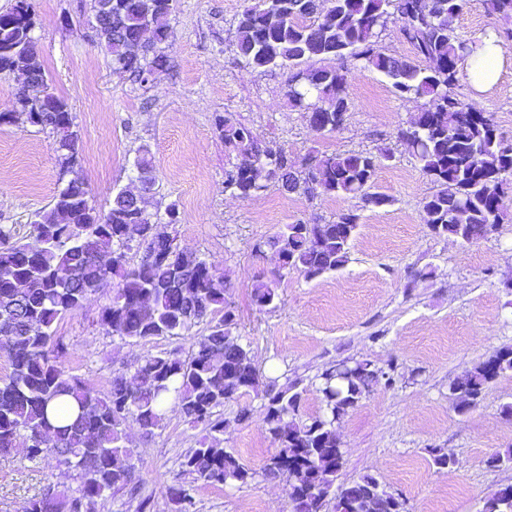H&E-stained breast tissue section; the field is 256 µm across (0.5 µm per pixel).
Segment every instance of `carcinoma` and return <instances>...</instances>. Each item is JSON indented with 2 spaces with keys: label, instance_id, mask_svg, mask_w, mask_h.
Returning <instances> with one entry per match:
<instances>
[{
  "label": "carcinoma",
  "instance_id": "obj_1",
  "mask_svg": "<svg viewBox=\"0 0 512 512\" xmlns=\"http://www.w3.org/2000/svg\"><path fill=\"white\" fill-rule=\"evenodd\" d=\"M484 4L491 15L512 16V0ZM466 5L467 0H247L235 46L247 70H288V100L317 132L340 128L350 100L339 70L309 68V79H301L299 69L313 61L362 60L392 80L400 96L427 99L397 138L436 185L421 202L429 230L472 243L487 238L503 219L504 185L512 184V142L498 134L492 116L473 111L454 93L458 65L477 46L454 32L453 21ZM172 10L173 0H112L119 29L100 28L96 36L115 73L145 83L147 73L166 69L163 44L170 37ZM392 20L401 23L414 59L380 49L381 34ZM35 26L30 0H15L0 12V72L21 81L31 72L44 73ZM43 86L45 101L27 109L33 125L50 129L59 165L69 169L80 153L74 116L48 82ZM215 124L224 146L244 159L225 171L224 179V187L241 198L271 182L288 193L358 196L368 207L388 202L385 194L371 191L379 161L371 153L308 155L297 162L259 142L230 113L215 117ZM134 166L142 188L136 204L121 189L108 209H101L83 182H68L49 209L35 214L29 241H16L15 227L0 225V305H11L0 310V357L11 367L0 383V453L16 450L21 440L29 461L51 455L59 463L75 462L79 482L71 492L48 488L29 500L26 512H94L104 493L136 491L141 476L127 423L134 422L146 436L154 434L170 398L188 423L205 431L184 456L180 475L211 486L246 484L256 476L224 448L228 423L217 414L224 403L263 384L254 357L236 336L235 314L226 299L231 283L215 278L200 254L174 246L173 237L147 213L146 196L156 184L148 148L138 149ZM358 228L359 215L346 212L327 224H285L259 242L278 255L280 267L273 278L253 284L254 304L275 306L285 272L311 281L343 267ZM132 250L134 262L128 257ZM111 281L117 288L101 321L112 335L136 341L182 336L202 322L207 333L186 359L161 353L139 365L131 379L113 375L102 396L65 370L52 352L58 346V321ZM487 362L497 364L500 374L512 371V349L494 352ZM485 363L451 382L459 412L476 406L495 380ZM350 369L344 375L335 367L321 375L317 391L323 412L304 421L297 415L307 388L297 382L278 390L267 385L265 431L275 453L262 476L290 484L292 512H323L330 496L345 503L347 512H358L360 494L376 496L370 512H405L404 502L371 475L336 485L343 452L334 423L382 375L367 360ZM169 494L179 512H189L191 500L180 483L171 485ZM483 512H512V498L499 489L487 497Z\"/></svg>",
  "mask_w": 512,
  "mask_h": 512
}]
</instances>
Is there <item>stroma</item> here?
<instances>
[{"label":"stroma","instance_id":"obj_1","mask_svg":"<svg viewBox=\"0 0 512 512\" xmlns=\"http://www.w3.org/2000/svg\"><path fill=\"white\" fill-rule=\"evenodd\" d=\"M31 3L39 58L51 88L71 107L80 154L62 170L50 131L16 115L17 83L0 74V113L12 115L0 124V225L27 235L32 214L49 207L73 178L108 208L113 192L131 186L138 149L148 147L157 176L149 212L177 206L179 221L169 233L179 247L201 254L216 278H229L237 333L265 381L307 387L300 419L322 412L316 388L325 370L345 360H368L382 370L335 424L343 451L339 482L374 476L402 498L406 512H482L491 493L512 485V466L484 463L489 453L512 448V417L503 411L512 405V371L463 414L448 390L494 351L512 348V203L488 239L465 244L430 232L421 202L435 186L396 138L424 99L399 96L364 62L340 60L351 105L339 129L319 133L289 104L288 72L240 65L236 25L246 0H174L168 68L145 84L113 74L88 24L93 0ZM504 25L512 27V18L488 15L483 0H468L455 21L465 42ZM456 92L492 115L499 134L512 140V49L494 87L479 95L462 79ZM224 113L296 159L347 151L380 156L375 189L388 203L367 208L357 197L289 195L273 185L248 199L225 191L224 172L237 159L214 124ZM348 211L360 216L349 262L312 281L288 274L278 284L277 306L258 309L252 285L277 267L269 250H257L259 240L284 224H325ZM111 300V288L99 289L57 323L62 365L99 393H107L115 373L133 375L146 357L188 356L206 332L201 323L178 337L119 339L101 324ZM265 404L264 394L251 392L222 407L229 423L224 446L256 476L235 486L186 481L191 512H291L289 483L261 474L274 452L264 430ZM244 407L249 420L236 422ZM127 433L143 478L140 497L149 498L150 512H177L168 487L201 427L172 409L154 435L133 424ZM435 448L453 455L452 468L433 464ZM51 484L77 487L53 456L31 463L14 451L0 454V512H24Z\"/></svg>","mask_w":512,"mask_h":512}]
</instances>
